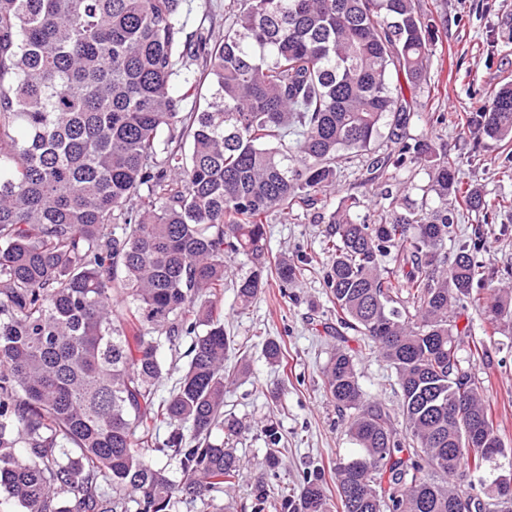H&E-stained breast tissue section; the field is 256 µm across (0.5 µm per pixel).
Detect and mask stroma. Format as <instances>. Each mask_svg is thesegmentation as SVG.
<instances>
[{
    "label": "stroma",
    "instance_id": "stroma-1",
    "mask_svg": "<svg viewBox=\"0 0 512 512\" xmlns=\"http://www.w3.org/2000/svg\"><path fill=\"white\" fill-rule=\"evenodd\" d=\"M437 3V38L431 58V86L420 96V105L408 131L414 138L436 148L447 149L458 161L459 180L478 188L486 200L512 197V179L498 175L505 153L496 143L474 146L459 124L461 114L493 87L512 83V0H419L421 8ZM435 112L447 120L432 122ZM367 159L357 156L343 163L335 186L316 208L300 212L296 223L269 220L267 246L275 256H286L296 265L306 257L322 256V245L330 229L327 216L342 196L352 193L362 201L360 213L369 223H379L383 212L380 195L392 191L401 207L415 211L434 204L427 192L428 168L410 165L389 173L387 179L359 183L358 173ZM479 258L495 277L485 291L512 287L504 275L512 265V212L499 216L490 226ZM245 257L227 264L224 280V329L237 348L229 360L247 358L249 372L239 377L224 395L225 412L250 424V431L227 440L241 459L243 472L253 478L264 473L269 446L260 429L277 422L282 435L278 445L282 464L275 490L288 494L298 490V478L306 464L331 468L352 443L345 433L342 416L329 403L323 390L321 367L337 344L336 309L326 297L320 275L304 273L288 293L272 288L249 307L236 302L235 284L249 269ZM285 342L281 365L268 363L262 353L266 338ZM362 390L398 409V387L393 370L381 359L361 349L353 332H346ZM487 354L476 372L488 381V405L495 414L505 447L512 448V332L495 334L486 344Z\"/></svg>",
    "mask_w": 512,
    "mask_h": 512
}]
</instances>
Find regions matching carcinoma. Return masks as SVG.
Instances as JSON below:
<instances>
[{"label":"carcinoma","mask_w":512,"mask_h":512,"mask_svg":"<svg viewBox=\"0 0 512 512\" xmlns=\"http://www.w3.org/2000/svg\"><path fill=\"white\" fill-rule=\"evenodd\" d=\"M184 0H0V489L20 512H224L240 459L216 439L244 366H224V259L242 254L243 307L301 274L270 255L265 224L313 207L337 166L386 137L366 171L423 164L438 203L370 226L360 201L330 213L321 273L340 324L395 371L399 418L362 391L351 350L322 375L355 445L336 458L343 512H512L494 475L512 466L473 371L484 352L457 304L512 329V294L483 302L485 228L441 255L454 195L495 220L455 178L456 159L408 136L430 82L436 20L416 0H230L224 36L186 31ZM201 111L186 112L202 87ZM474 142L512 144V84L465 116ZM296 133L294 143L288 134ZM392 257L394 266H382ZM187 362L168 396L165 353ZM272 363L283 341L268 339ZM166 429L165 436L160 430ZM268 471L280 465L274 424ZM182 474L174 479L170 466ZM254 512H331L321 469L299 493L250 485Z\"/></svg>","instance_id":"obj_1"}]
</instances>
